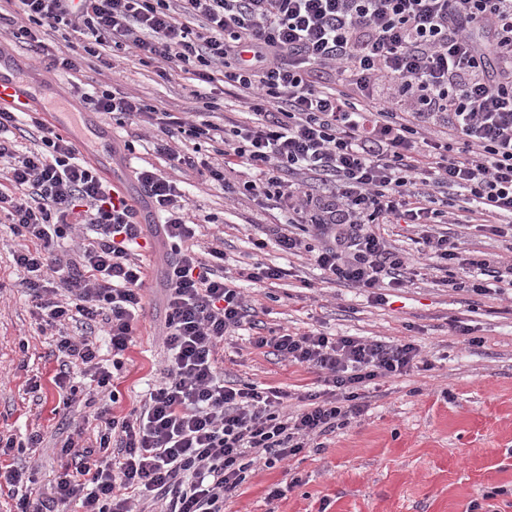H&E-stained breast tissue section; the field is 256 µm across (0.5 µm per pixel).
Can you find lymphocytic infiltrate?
Here are the masks:
<instances>
[{
	"label": "lymphocytic infiltrate",
	"mask_w": 512,
	"mask_h": 512,
	"mask_svg": "<svg viewBox=\"0 0 512 512\" xmlns=\"http://www.w3.org/2000/svg\"><path fill=\"white\" fill-rule=\"evenodd\" d=\"M0 14V37L35 47L45 71L79 70L110 43L140 62L192 67L210 83L223 68L250 110L225 140L222 161L205 164L224 181L239 166L251 179L237 193L279 202L292 224L310 225L323 245L311 258L327 280L373 293L407 283L409 262L385 236L388 224H422L428 260L473 272L452 288L487 295L512 286V264L464 257L457 239L427 227L448 221V191L512 237V0H16ZM56 33L44 43L40 28ZM92 109L128 121H157L186 139L215 141L205 113L185 120L118 91L89 96ZM19 113L0 109V214L29 240L15 264L50 327L81 319L109 338L112 365L86 336H63L62 357L83 365L98 394L112 396L144 309L149 272L138 255L143 227L132 204L79 156L71 138L33 118L37 148L21 153L8 134ZM316 174L321 189L298 182ZM135 179L162 222L173 253L163 270L167 366L142 407L116 418L98 407L96 447L67 441L69 458L48 493L22 495L17 512H224L249 471L300 455L349 427L366 409L365 389L428 370L418 340H369L318 330L251 337L317 375L319 390L230 383L217 350L250 315L237 280L221 275L222 250L187 246L194 220L175 182L157 169ZM95 237L77 259L58 256L78 228ZM298 399V409L288 407Z\"/></svg>",
	"instance_id": "obj_1"
}]
</instances>
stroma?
<instances>
[{
    "instance_id": "1",
    "label": "stroma",
    "mask_w": 512,
    "mask_h": 512,
    "mask_svg": "<svg viewBox=\"0 0 512 512\" xmlns=\"http://www.w3.org/2000/svg\"><path fill=\"white\" fill-rule=\"evenodd\" d=\"M57 77L65 83L60 104L75 113L85 110V95L114 87L171 112H202L214 104L212 120L227 130L247 117L236 96L225 92L220 69L210 84L183 70L165 78L158 65L104 46L80 72L61 71ZM104 122L119 137L133 169L151 164L170 171L186 206L203 220L195 239L198 252L223 250L225 275L257 261L289 272L273 284H246L253 324L220 345L218 371L224 379L293 389L316 383L312 370L251 348L248 336L272 330L413 337L431 365L373 392L363 420L324 436L321 448L249 472L224 512H465L473 501L481 502L484 512H512V288L487 295L456 290L442 286L444 271L431 270L415 285L387 291L384 302H375L358 289L327 281L306 256L278 249L275 235L288 215L273 202L233 198L221 184L170 170L153 147L161 135L157 127L109 116ZM432 230L458 236L470 254L512 260V240L492 235L480 222L436 224ZM145 231L152 241L141 258L150 279L134 343L114 376L119 400L112 412L119 418L140 407L164 367V292L156 277L170 248L155 238L154 225ZM260 238L267 242L261 250L254 246ZM25 246L0 223V436L23 442L35 432L41 442L34 452L10 450L0 464L33 467L36 482L30 490L39 494L64 463L67 439L94 445L96 408L86 402L90 381L82 366H63L55 331L39 326L27 274L13 262L14 251ZM456 320L471 326L477 343L453 329ZM63 368L77 388L68 407L66 390L55 384ZM276 484L288 492L271 504L267 493Z\"/></svg>"
}]
</instances>
